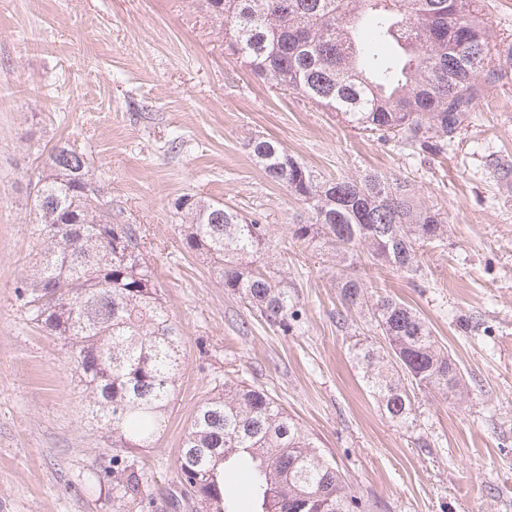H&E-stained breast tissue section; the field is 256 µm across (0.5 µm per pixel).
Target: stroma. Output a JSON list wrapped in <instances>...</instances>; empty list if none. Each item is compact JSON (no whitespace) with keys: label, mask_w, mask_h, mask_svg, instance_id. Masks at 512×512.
I'll return each instance as SVG.
<instances>
[{"label":"stroma","mask_w":512,"mask_h":512,"mask_svg":"<svg viewBox=\"0 0 512 512\" xmlns=\"http://www.w3.org/2000/svg\"><path fill=\"white\" fill-rule=\"evenodd\" d=\"M491 73L444 150L360 133L224 53L199 0H0V512H120L95 471L112 450L90 424L63 342L26 321L17 288L36 260L26 185L54 145L85 153L92 202L135 228L183 336L175 399L150 447L153 512H173L183 437L238 372L267 390L335 463L365 512H512V0H480ZM279 141L325 179L378 171L441 213L416 276L368 262L372 296L416 308L464 372V401L419 391L392 423L352 359L378 341L367 310L340 315L336 262L291 240L301 208L246 149ZM218 200L268 224L303 316L270 328L182 247L175 202Z\"/></svg>","instance_id":"35a3bbf8"}]
</instances>
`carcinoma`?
Here are the masks:
<instances>
[{"label": "carcinoma", "instance_id": "obj_1", "mask_svg": "<svg viewBox=\"0 0 512 512\" xmlns=\"http://www.w3.org/2000/svg\"><path fill=\"white\" fill-rule=\"evenodd\" d=\"M224 50L255 75L332 110L357 130L390 141L442 149L473 111L478 77L492 63L486 23L474 0H201ZM376 40L411 46L380 56ZM266 178L307 216L290 238L336 258L345 310L366 303L367 286L344 274L365 259L398 273L420 271L423 246L444 239L436 211L415 207L406 185L370 171L325 180L276 140L248 141ZM30 211L39 243L21 284L28 322L64 341L96 427L112 440V465L96 473L124 506L149 512V477L133 450L150 445L173 401L183 336L170 319L155 268L129 224L87 201L84 154L51 149ZM183 248L212 264L224 288L270 327L286 333L300 308L295 287L260 264L276 245L268 225L219 201L186 194L175 204ZM371 319L388 345H355L353 358L391 422L414 421L415 390L455 397L466 384L419 311L380 296ZM247 472L254 512H358L348 491L302 424L268 391L232 375L199 406L176 460L183 493L210 512H235L225 474Z\"/></svg>", "mask_w": 512, "mask_h": 512}]
</instances>
